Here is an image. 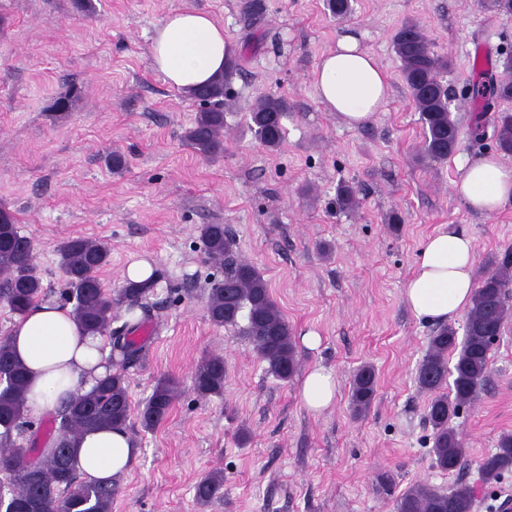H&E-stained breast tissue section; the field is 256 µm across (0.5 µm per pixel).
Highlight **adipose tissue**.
Segmentation results:
<instances>
[{
	"instance_id": "obj_1",
	"label": "adipose tissue",
	"mask_w": 512,
	"mask_h": 512,
	"mask_svg": "<svg viewBox=\"0 0 512 512\" xmlns=\"http://www.w3.org/2000/svg\"><path fill=\"white\" fill-rule=\"evenodd\" d=\"M237 54L224 27L210 14L183 9L168 14L151 39L149 62L166 81L191 89L223 73ZM312 85L326 111L349 128L365 124L381 111L390 91V75L356 35H341L321 55ZM453 191L473 212L490 216L512 201V166L485 156L464 163ZM475 250L471 236L454 229L428 237L404 289V300L416 318L430 323L453 320L471 303L476 288ZM10 336L18 358L29 370L26 406L29 416L63 406L75 393L90 390L107 372L110 341L89 336L77 324L70 306L41 302L17 317ZM334 373L318 366L299 385L303 406L319 415L336 401ZM129 431L111 427L91 430L78 444V473L110 480L125 473L135 457Z\"/></svg>"
}]
</instances>
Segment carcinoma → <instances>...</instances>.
<instances>
[{"mask_svg":"<svg viewBox=\"0 0 512 512\" xmlns=\"http://www.w3.org/2000/svg\"><path fill=\"white\" fill-rule=\"evenodd\" d=\"M401 73L424 130L421 160L436 165L448 159L457 146L458 125L452 116L448 97L450 87L441 74L450 60L437 54L421 27L406 21L392 38ZM503 76L487 71L478 73L472 99L481 106L472 135L485 138L487 112L499 100L512 101V56L504 59ZM235 65L228 63L224 74L189 92L205 109L186 130L187 147L205 158L224 154V85ZM290 105L282 97L261 95L249 108L248 125L256 138L271 149L278 147L285 134L284 120ZM494 135L502 152L512 154V113L500 112L494 118ZM336 205L353 210L359 205L355 189L342 185ZM200 239L206 257L224 267V279L214 283L207 296L206 312L217 326L240 328L254 344L266 364V372L287 382L297 373L299 362L292 330L273 299L261 270L239 258L237 241L222 224H204ZM33 241L21 234L14 216L0 209V300L15 314L47 296L33 262ZM59 266L66 282V295L74 298L73 313L91 335L110 334L112 351L120 357L117 368L99 379L88 392L74 395L50 420L47 442L24 447L16 439L26 433L28 417L25 394L28 370L14 355L11 337L0 336V473L8 478L10 492L6 512H112L116 486L83 480L75 467V443L81 432L98 427H127L132 409L126 372L144 361L146 346L133 333L147 316L145 301L154 293L156 282H128L111 294L103 288L98 272L108 262V247L95 239L77 236L57 247ZM512 249L489 261L481 272L463 325V334L448 324L438 327L428 338V349L419 361L415 380L420 390L430 393L425 419L431 426V455L434 466L452 472L461 467L466 455L463 438L450 426L458 410L474 401L483 390L489 371L492 346L512 318ZM125 305L129 320L112 327L113 310ZM456 356L449 364L450 356ZM224 357H202L193 371V389L201 397L224 392ZM377 376L370 365L359 367L352 378L350 405L361 417L371 408ZM178 391L175 379L156 380L151 394L139 409L140 424L153 429L164 421ZM481 480L494 484L512 471V433L499 436L495 448L478 465ZM224 473L212 471L195 486L198 502L208 504L219 498ZM474 494L466 484L447 491L415 484L396 498L394 512H473Z\"/></svg>","mask_w":512,"mask_h":512,"instance_id":"cac0c4a2","label":"carcinoma"}]
</instances>
